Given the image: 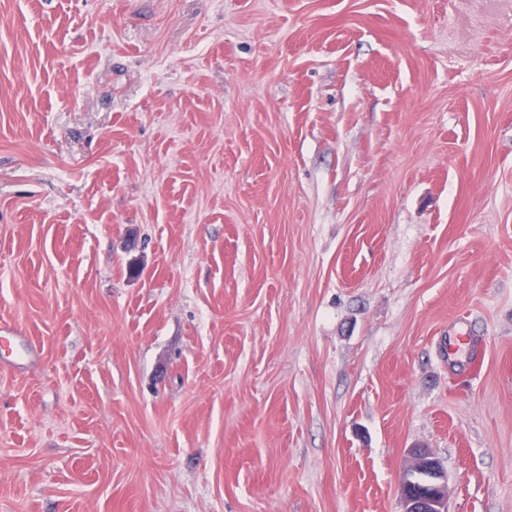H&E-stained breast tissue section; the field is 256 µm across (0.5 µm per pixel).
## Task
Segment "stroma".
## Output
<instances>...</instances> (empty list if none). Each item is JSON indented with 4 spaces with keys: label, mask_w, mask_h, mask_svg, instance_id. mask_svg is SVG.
<instances>
[{
    "label": "stroma",
    "mask_w": 512,
    "mask_h": 512,
    "mask_svg": "<svg viewBox=\"0 0 512 512\" xmlns=\"http://www.w3.org/2000/svg\"><path fill=\"white\" fill-rule=\"evenodd\" d=\"M2 327L0 512H512V0H0ZM408 454L410 465L399 485L401 512H447L448 473L443 461L427 448H411Z\"/></svg>",
    "instance_id": "1"
}]
</instances>
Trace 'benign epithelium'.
Segmentation results:
<instances>
[{
  "mask_svg": "<svg viewBox=\"0 0 512 512\" xmlns=\"http://www.w3.org/2000/svg\"><path fill=\"white\" fill-rule=\"evenodd\" d=\"M410 465L399 485L401 512H448V473L427 448L408 451Z\"/></svg>",
  "mask_w": 512,
  "mask_h": 512,
  "instance_id": "obj_1",
  "label": "benign epithelium"
}]
</instances>
